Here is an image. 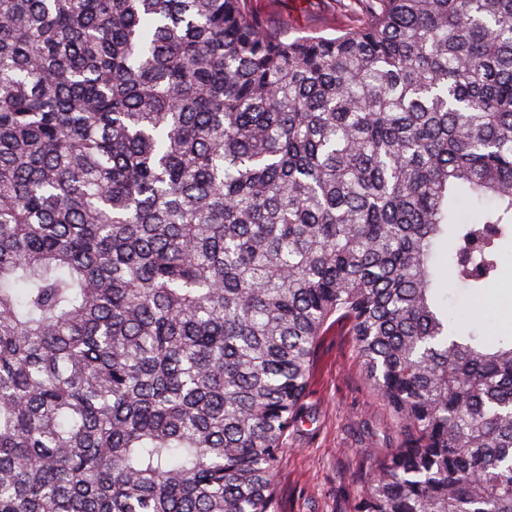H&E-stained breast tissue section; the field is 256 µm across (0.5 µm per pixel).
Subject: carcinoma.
Returning <instances> with one entry per match:
<instances>
[{
  "mask_svg": "<svg viewBox=\"0 0 512 512\" xmlns=\"http://www.w3.org/2000/svg\"><path fill=\"white\" fill-rule=\"evenodd\" d=\"M348 8L0 0V512H270L332 325L400 436L353 512H512V334L443 305L512 243V0ZM251 10L282 28L284 38L296 35H333L353 20L335 0H250Z\"/></svg>",
  "mask_w": 512,
  "mask_h": 512,
  "instance_id": "1",
  "label": "carcinoma"
}]
</instances>
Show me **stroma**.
<instances>
[{
  "mask_svg": "<svg viewBox=\"0 0 512 512\" xmlns=\"http://www.w3.org/2000/svg\"><path fill=\"white\" fill-rule=\"evenodd\" d=\"M251 10L287 37L332 35L352 17L337 0H249ZM448 315L477 319L488 335L512 331V249L497 285L484 296L449 291ZM397 444L396 421L369 382L350 337L329 330L318 346L298 428L275 477L273 512H350L368 451Z\"/></svg>",
  "mask_w": 512,
  "mask_h": 512,
  "instance_id": "obj_1",
  "label": "stroma"
}]
</instances>
